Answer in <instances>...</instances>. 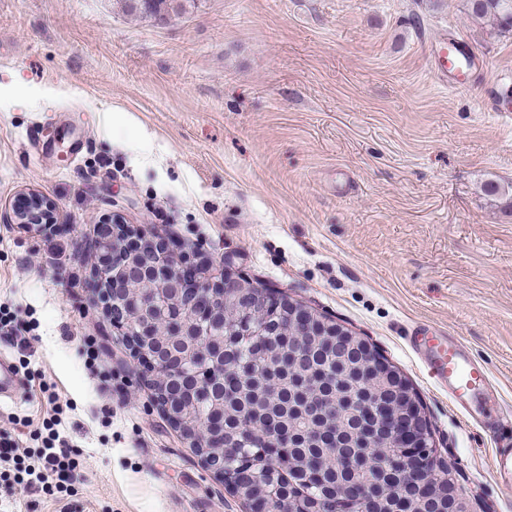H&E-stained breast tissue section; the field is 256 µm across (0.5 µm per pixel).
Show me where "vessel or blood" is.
Listing matches in <instances>:
<instances>
[{
	"mask_svg": "<svg viewBox=\"0 0 512 512\" xmlns=\"http://www.w3.org/2000/svg\"><path fill=\"white\" fill-rule=\"evenodd\" d=\"M407 342L460 412L490 434L495 444V477L511 489L512 411L503 409L485 365L460 339L427 326L413 327Z\"/></svg>",
	"mask_w": 512,
	"mask_h": 512,
	"instance_id": "vessel-or-blood-1",
	"label": "vessel or blood"
}]
</instances>
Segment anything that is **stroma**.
Instances as JSON below:
<instances>
[{"label":"stroma","mask_w":512,"mask_h":512,"mask_svg":"<svg viewBox=\"0 0 512 512\" xmlns=\"http://www.w3.org/2000/svg\"><path fill=\"white\" fill-rule=\"evenodd\" d=\"M479 62L443 86L423 42ZM0 351L22 385L0 438L24 463L66 440L82 465L45 495L0 462V512H243L167 421L89 301L83 242L119 216L204 277L232 269L365 336L422 400L472 512H512L493 442L454 409L404 338L460 337L512 409V33L467 0H186L160 19L127 0H0ZM39 131L44 150L30 140ZM63 231L24 230V191Z\"/></svg>","instance_id":"obj_1"}]
</instances>
